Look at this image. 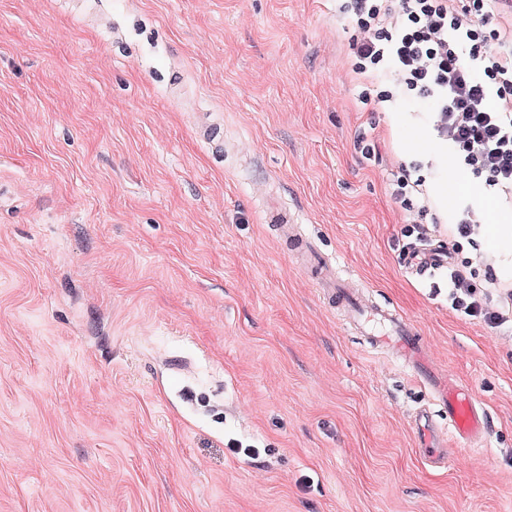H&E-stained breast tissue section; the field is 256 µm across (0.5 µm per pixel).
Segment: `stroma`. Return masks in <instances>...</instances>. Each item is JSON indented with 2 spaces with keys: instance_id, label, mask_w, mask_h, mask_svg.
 Wrapping results in <instances>:
<instances>
[{
  "instance_id": "1",
  "label": "stroma",
  "mask_w": 512,
  "mask_h": 512,
  "mask_svg": "<svg viewBox=\"0 0 512 512\" xmlns=\"http://www.w3.org/2000/svg\"><path fill=\"white\" fill-rule=\"evenodd\" d=\"M357 32L336 0H0V512H512V325L409 266L439 243L483 286L512 250L452 207L411 235L392 185L441 181L410 148L434 105L362 104ZM304 242L411 321L486 445L421 459L431 391ZM483 217L479 210L466 207L457 214L455 224H452V231L460 238H470L475 234L477 225L483 223Z\"/></svg>"
}]
</instances>
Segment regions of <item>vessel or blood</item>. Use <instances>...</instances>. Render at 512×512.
<instances>
[{
	"instance_id": "obj_1",
	"label": "vessel or blood",
	"mask_w": 512,
	"mask_h": 512,
	"mask_svg": "<svg viewBox=\"0 0 512 512\" xmlns=\"http://www.w3.org/2000/svg\"><path fill=\"white\" fill-rule=\"evenodd\" d=\"M446 257L441 248L433 247L411 257L410 265L417 273L443 267ZM362 332L370 343L394 350L428 386L439 405L448 413L447 433L462 446L486 438V409L466 386L454 377L433 368L427 345L412 323L400 312L371 307L359 315Z\"/></svg>"
}]
</instances>
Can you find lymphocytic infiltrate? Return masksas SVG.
Returning a JSON list of instances; mask_svg holds the SVG:
<instances>
[{
    "label": "lymphocytic infiltrate",
    "instance_id": "f902f5d3",
    "mask_svg": "<svg viewBox=\"0 0 512 512\" xmlns=\"http://www.w3.org/2000/svg\"><path fill=\"white\" fill-rule=\"evenodd\" d=\"M340 10L360 30L355 74L369 80L389 69L398 91L432 99L434 130L462 172L512 195V24L490 25L486 0H343ZM450 279L454 310L492 328L506 322L511 287L494 306L463 270Z\"/></svg>",
    "mask_w": 512,
    "mask_h": 512
}]
</instances>
